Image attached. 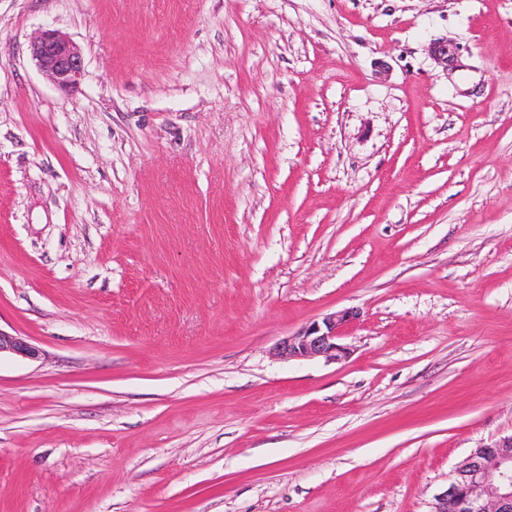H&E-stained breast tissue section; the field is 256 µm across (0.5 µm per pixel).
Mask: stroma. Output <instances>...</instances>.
Returning a JSON list of instances; mask_svg holds the SVG:
<instances>
[{"mask_svg":"<svg viewBox=\"0 0 512 512\" xmlns=\"http://www.w3.org/2000/svg\"><path fill=\"white\" fill-rule=\"evenodd\" d=\"M0 331V512H433L512 434V0H0ZM29 51L38 69L61 91L76 90L84 76L79 46L56 30L46 29L31 38ZM355 315L354 311L343 310L327 314L321 320H314L297 334L280 342L276 347V354L288 359H345L349 351L341 339L345 326Z\"/></svg>","mask_w":512,"mask_h":512,"instance_id":"obj_1","label":"stroma"}]
</instances>
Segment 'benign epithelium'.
Wrapping results in <instances>:
<instances>
[{
  "mask_svg": "<svg viewBox=\"0 0 512 512\" xmlns=\"http://www.w3.org/2000/svg\"><path fill=\"white\" fill-rule=\"evenodd\" d=\"M29 51L38 69L61 91L76 90L84 76L79 46L56 30L46 29L31 38ZM429 55L448 65V43L433 42ZM355 312L338 311L314 320L285 338L276 354L288 359L324 357L339 361L349 354L341 342L345 326ZM33 358L35 348L22 339L0 332V354ZM435 512H512V435L473 449L454 469L448 488L438 495Z\"/></svg>",
  "mask_w": 512,
  "mask_h": 512,
  "instance_id": "7a95c632",
  "label": "benign epithelium"
}]
</instances>
